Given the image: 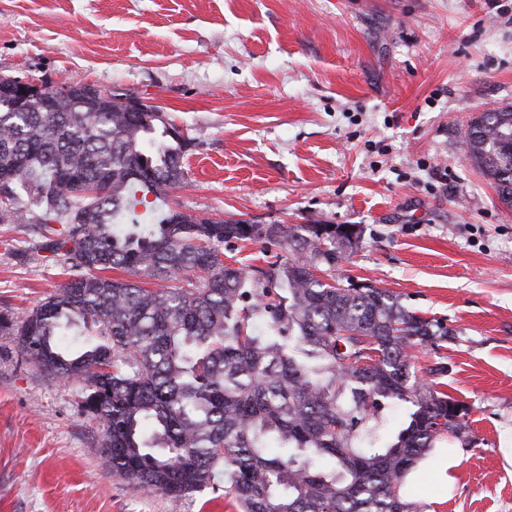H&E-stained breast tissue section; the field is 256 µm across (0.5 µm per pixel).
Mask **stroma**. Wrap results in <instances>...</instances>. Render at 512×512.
I'll return each mask as SVG.
<instances>
[{"label":"stroma","instance_id":"obj_1","mask_svg":"<svg viewBox=\"0 0 512 512\" xmlns=\"http://www.w3.org/2000/svg\"><path fill=\"white\" fill-rule=\"evenodd\" d=\"M91 84L158 106L191 137L186 183L156 200L251 224H354L335 270L452 335L412 349L468 409L456 490L424 512H512V209L465 159L479 113L512 105V0H0V77ZM0 224V309L64 280ZM81 383L0 332V512H238L215 489L148 495L100 465Z\"/></svg>","mask_w":512,"mask_h":512}]
</instances>
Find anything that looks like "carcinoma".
Here are the masks:
<instances>
[{"label":"carcinoma","mask_w":512,"mask_h":512,"mask_svg":"<svg viewBox=\"0 0 512 512\" xmlns=\"http://www.w3.org/2000/svg\"><path fill=\"white\" fill-rule=\"evenodd\" d=\"M91 86L17 106L0 86V224L66 281L0 330L58 382L81 381L102 427L105 469L145 493L214 487L240 512H420L404 478L466 409L424 380L409 349L448 339L373 284L317 276L358 246L335 224H249L172 208L140 223L137 204L181 186L192 139L144 112H91ZM464 155L512 208V106L462 133ZM234 240L289 253L266 269L224 263ZM125 270L131 280L106 272ZM151 284L147 288L141 280ZM95 327L72 347L68 329ZM391 403L403 424L377 444L362 430Z\"/></svg>","instance_id":"obj_1"}]
</instances>
